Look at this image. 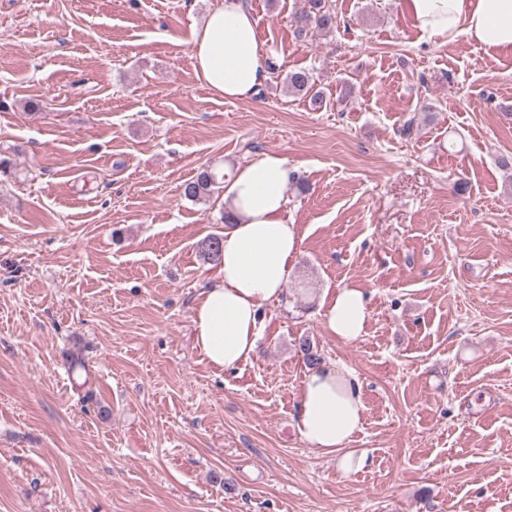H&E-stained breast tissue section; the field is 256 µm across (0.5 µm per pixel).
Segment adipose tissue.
Segmentation results:
<instances>
[{"label": "adipose tissue", "instance_id": "1", "mask_svg": "<svg viewBox=\"0 0 512 512\" xmlns=\"http://www.w3.org/2000/svg\"><path fill=\"white\" fill-rule=\"evenodd\" d=\"M422 37H458L487 50L512 53V0H401ZM196 75L228 100H246L269 78V55L245 0H224L192 31ZM295 168L277 152L237 167L224 181L227 215L218 278L204 288L193 312L195 342L213 365L232 369L250 361L260 336V309L287 290L300 239L288 221L285 190ZM319 316L330 334L353 342L369 318L364 290L325 294ZM365 404L355 372L331 363L308 370L297 395L294 428L311 449L339 457L343 471L361 468L365 455L347 451L361 431Z\"/></svg>", "mask_w": 512, "mask_h": 512}]
</instances>
